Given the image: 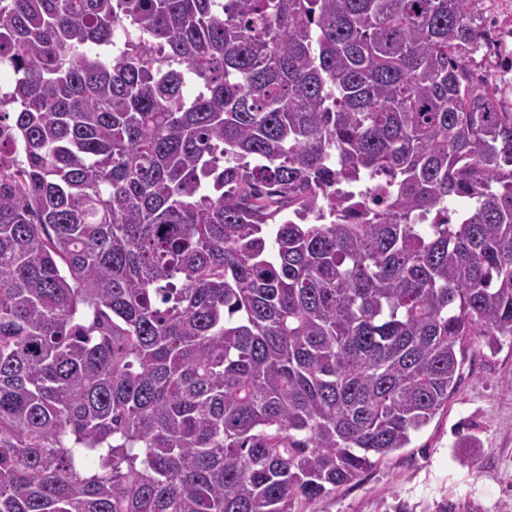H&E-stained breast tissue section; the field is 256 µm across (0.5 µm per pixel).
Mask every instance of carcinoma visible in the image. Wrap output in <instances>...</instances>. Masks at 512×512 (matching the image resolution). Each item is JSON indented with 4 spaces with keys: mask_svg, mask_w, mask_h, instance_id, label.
I'll return each instance as SVG.
<instances>
[{
    "mask_svg": "<svg viewBox=\"0 0 512 512\" xmlns=\"http://www.w3.org/2000/svg\"><path fill=\"white\" fill-rule=\"evenodd\" d=\"M475 2L0 0V512H296L512 337Z\"/></svg>",
    "mask_w": 512,
    "mask_h": 512,
    "instance_id": "obj_1",
    "label": "carcinoma"
}]
</instances>
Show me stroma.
Wrapping results in <instances>:
<instances>
[{"mask_svg": "<svg viewBox=\"0 0 512 512\" xmlns=\"http://www.w3.org/2000/svg\"><path fill=\"white\" fill-rule=\"evenodd\" d=\"M447 407L360 482L298 512H512V343L471 339ZM476 437L460 447L461 434Z\"/></svg>", "mask_w": 512, "mask_h": 512, "instance_id": "obj_1", "label": "stroma"}]
</instances>
